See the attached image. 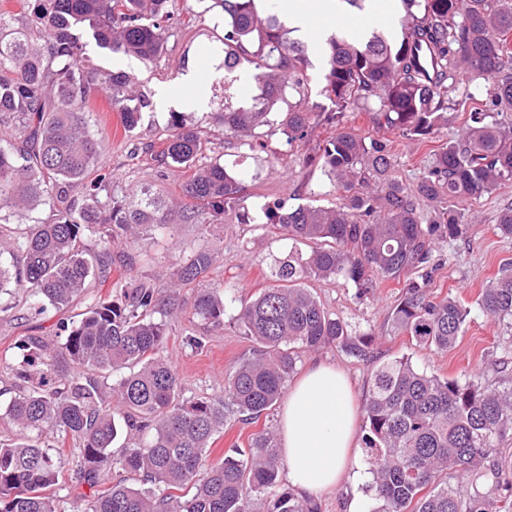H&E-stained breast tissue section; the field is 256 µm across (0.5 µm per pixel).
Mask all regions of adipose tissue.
<instances>
[{"label": "adipose tissue", "instance_id": "obj_1", "mask_svg": "<svg viewBox=\"0 0 512 512\" xmlns=\"http://www.w3.org/2000/svg\"><path fill=\"white\" fill-rule=\"evenodd\" d=\"M356 404L347 377L313 361L290 387L279 415L288 481L306 497L333 491L356 464Z\"/></svg>", "mask_w": 512, "mask_h": 512}]
</instances>
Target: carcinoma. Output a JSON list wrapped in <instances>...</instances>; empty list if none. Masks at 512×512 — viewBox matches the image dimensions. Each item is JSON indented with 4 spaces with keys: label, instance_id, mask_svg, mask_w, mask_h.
<instances>
[{
    "label": "carcinoma",
    "instance_id": "carcinoma-1",
    "mask_svg": "<svg viewBox=\"0 0 512 512\" xmlns=\"http://www.w3.org/2000/svg\"><path fill=\"white\" fill-rule=\"evenodd\" d=\"M401 40L373 33L327 40L322 103L308 100L312 66L306 46L289 37L278 6L258 14L255 0H212L224 11V71L251 74L260 93L247 106L224 104L202 120L224 126L253 152L265 151L261 129L291 147L313 124L336 128L319 163L343 191L335 208L290 206L273 196L265 223L294 242L271 270V284L240 298L232 317L256 347L224 377V394L187 397L163 353L170 321L194 286L192 318L209 334L224 331L227 289L213 284V254L199 247L172 264L161 288L135 269L131 250L145 224H219L244 201L237 173L206 154L198 126L169 113L160 157L192 172L186 202L173 212L144 187L117 190L99 173L100 140L86 119L92 93L104 92L125 132L141 124L145 102L133 103L130 76L96 80L82 65L77 32L145 64L165 51L176 20L175 0H0V125L13 133L0 145V295L35 301L34 311L65 308L88 294L96 272L119 263L125 276L63 327L65 339L25 336L19 349L33 369L16 374L14 396L0 410V512H59L60 474L76 472L87 487L72 512H315L277 491L283 468L274 430L253 434L248 447L208 462L209 443L232 409L248 420L283 397L299 353L337 345L370 360L369 334L327 309L306 284L342 279L364 295L377 283L404 279L391 327L418 345L441 351L459 339L468 310L435 300L423 288L437 268L434 244L463 234L464 214L448 202L490 192L512 179V123L490 112L512 111V0H403ZM487 81L486 110L472 112L463 134L435 154L412 189L393 175L388 144L343 126L345 113L370 106L375 124L425 138L459 111L457 72ZM298 94L276 121L287 90ZM439 211L422 221L419 200ZM52 204V218L20 235L3 226ZM482 312L512 318V266L482 289ZM370 490L378 512H512V501L473 495L450 476H499L508 466L512 379L461 384L413 367L405 358L372 371L364 404ZM78 447L65 453L66 442ZM122 442L115 459L113 445ZM118 463L137 484L100 483Z\"/></svg>",
    "mask_w": 512,
    "mask_h": 512
}]
</instances>
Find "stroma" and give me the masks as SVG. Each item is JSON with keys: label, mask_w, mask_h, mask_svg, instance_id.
<instances>
[{"label": "stroma", "mask_w": 512, "mask_h": 512, "mask_svg": "<svg viewBox=\"0 0 512 512\" xmlns=\"http://www.w3.org/2000/svg\"><path fill=\"white\" fill-rule=\"evenodd\" d=\"M180 22L170 32L167 49L155 63L146 65L134 58L120 57L97 46L91 34H84L83 65L91 75L125 71L136 79L135 91L149 100L137 130L125 133L121 115L111 109L104 96H93L87 119L92 130L98 131L102 148V171L111 177L115 186L135 183L163 195L168 201H183L181 169L167 167L154 161L162 145L159 136L168 115L158 111L155 100L159 92L183 100L191 95L188 75H195L208 85V100L186 108L187 118L199 119L202 113L223 109L225 92H232L238 106L251 104L258 88L250 76L239 77L232 87H225L223 73L212 69V58L222 49L224 14L211 5V0H177ZM402 6L393 12H383L377 0H364L362 8L342 4L328 19H314L313 29L304 44L313 63L308 70L307 89L311 98H318L323 84V65L316 42L320 28L331 32L360 37L381 32L397 38L401 35L399 20ZM457 83L466 87L470 97L463 111L450 116L447 125L440 127L428 139H407L391 131L376 129L371 112L358 109L346 113L343 123L364 137L387 140L395 174L407 186H416L425 167L435 153L465 127L471 112L483 109L485 82L467 74H459ZM334 133L332 127L316 126L307 139L297 142L293 149L281 147L278 138H268L269 152H251L240 146L237 139L225 136L222 126L203 124L202 135L214 144L216 156L224 165L241 174L248 186L243 214H230L223 223L210 225L200 233L197 225H179L175 234L152 225L142 227L135 251L143 273L156 283H166L170 268L179 255L205 245L217 261L211 275L213 281L236 288L238 294L251 296L269 283L270 267L274 261L287 258L293 251L292 242L278 230L255 224L267 196L287 198L292 205L312 204L325 208L338 206L340 193L333 180L314 158L320 146ZM512 206V180L498 184L481 197L456 203L464 213L466 232L462 237L442 243L439 247L440 265L428 283L431 295L452 297L467 307L469 315L455 347L447 352L416 345L407 335L392 331L389 315L401 296L403 285L395 280L383 281L371 294L358 295L355 288L339 281L313 283L316 297L329 310L347 320L353 332L373 337L372 352L381 361L405 357L412 365L427 373L459 382L477 379L512 377V319L487 318L478 306L479 294L503 265L512 262V238L501 236L495 229L496 216ZM75 308L48 309L42 315L30 316L27 305L13 311V320H0V407H6L13 394V370L22 363L16 341L24 336H54L60 325L69 321ZM189 313L172 321L173 333L165 348L167 357L180 374L189 396H210L219 393L224 375L254 350V344L241 336L232 319H225L222 334L210 336L204 349H191L185 339ZM336 365L352 384L357 402H364L371 383L372 362L359 361L346 355L339 347L327 346L316 353L300 354L296 367L304 369L312 357ZM278 411L271 410L259 418L244 422L229 415L224 428L216 433L209 449L211 461H219L233 447H247L258 431L277 427ZM360 478L344 479L335 492L316 498L317 512H345L351 499H359L365 512H372L375 501L369 489L372 476L366 454H359Z\"/></svg>", "instance_id": "obj_1"}]
</instances>
